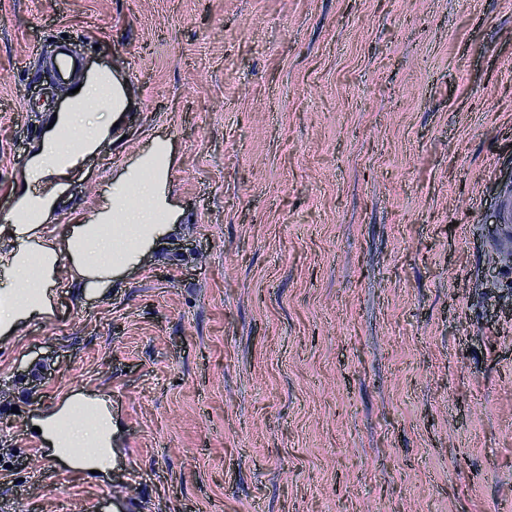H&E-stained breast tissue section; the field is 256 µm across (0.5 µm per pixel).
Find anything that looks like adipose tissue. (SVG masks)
<instances>
[{"instance_id": "obj_1", "label": "adipose tissue", "mask_w": 512, "mask_h": 512, "mask_svg": "<svg viewBox=\"0 0 512 512\" xmlns=\"http://www.w3.org/2000/svg\"><path fill=\"white\" fill-rule=\"evenodd\" d=\"M104 105L108 120L93 123L89 114ZM129 99L111 70L102 69L82 82L70 95L66 110L37 145L13 188L15 204L0 232L11 246L0 252V268L11 275L0 291V332L19 323L48 317L54 291L64 284L85 292H103L112 285L114 270L135 262L140 250L155 246L159 226L169 211L165 188L171 167L167 142H155L124 175L110 202L92 214H80L71 224L65 247L48 233L54 202L76 174L83 160L112 141L115 124ZM136 187L127 196V187ZM32 425L58 458L72 468L95 471L106 477L112 465V410L107 396L96 392L64 395L57 406Z\"/></svg>"}]
</instances>
